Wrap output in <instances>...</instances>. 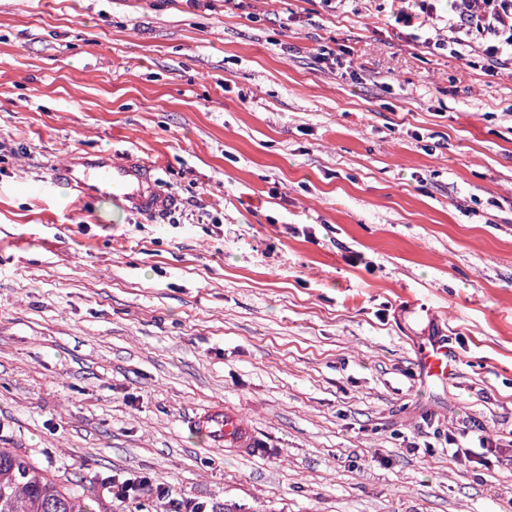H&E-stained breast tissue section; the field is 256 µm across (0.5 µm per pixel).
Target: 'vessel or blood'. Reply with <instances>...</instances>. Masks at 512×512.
I'll use <instances>...</instances> for the list:
<instances>
[{
    "mask_svg": "<svg viewBox=\"0 0 512 512\" xmlns=\"http://www.w3.org/2000/svg\"><path fill=\"white\" fill-rule=\"evenodd\" d=\"M53 176L80 199L108 200L113 207L133 214L156 215L171 205L170 197L158 188L155 166L133 155L119 160L105 151H74ZM419 365L427 377L447 378L450 365L446 347L435 343L424 348ZM190 425L209 444L249 451L255 448L252 431L234 414L225 412L223 406L202 409L192 417Z\"/></svg>",
    "mask_w": 512,
    "mask_h": 512,
    "instance_id": "vessel-or-blood-1",
    "label": "vessel or blood"
}]
</instances>
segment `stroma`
Masks as SVG:
<instances>
[{"label": "stroma", "instance_id": "35a3bbf8", "mask_svg": "<svg viewBox=\"0 0 512 512\" xmlns=\"http://www.w3.org/2000/svg\"><path fill=\"white\" fill-rule=\"evenodd\" d=\"M396 8L0 0V448L93 512H512V444L433 433L512 430V67ZM74 150L173 209L77 202ZM214 403L257 455L189 432ZM156 167L128 155L118 160L111 152L73 151L53 172L81 200H112V207L133 214L156 215L171 206V198L158 189ZM419 365L427 377L447 379L451 371L448 363V350L440 344L433 343L419 354ZM481 432L479 435H477L476 440L478 442V446H465L466 444L470 443L471 440L467 439L468 432L461 435L460 433L456 434L452 432L451 430H446L445 432L442 431V434L444 436L445 442L449 445H454L456 448L452 451V457L456 460H459L462 462V458H464V461L470 462V463H479L483 464L481 459L479 462L472 460L474 457H479L480 454H483L484 452H478L474 448H480L481 450H486V448H492L493 445L496 448L497 443L494 440V437L500 436L498 432L488 434L486 430L479 429ZM459 436V437H458ZM480 458V457H479Z\"/></svg>", "mask_w": 512, "mask_h": 512}]
</instances>
